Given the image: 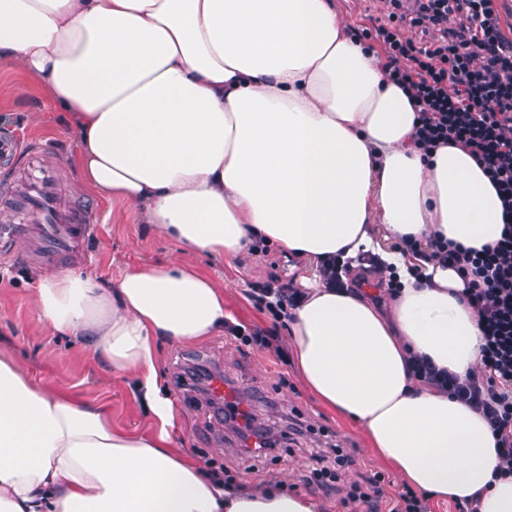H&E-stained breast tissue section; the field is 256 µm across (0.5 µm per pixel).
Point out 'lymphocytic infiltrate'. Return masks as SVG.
Listing matches in <instances>:
<instances>
[{
  "mask_svg": "<svg viewBox=\"0 0 512 512\" xmlns=\"http://www.w3.org/2000/svg\"><path fill=\"white\" fill-rule=\"evenodd\" d=\"M499 0H389L388 24L361 29L359 41L377 40L390 65L388 76L420 104L415 142L422 151L450 144L468 149L499 193L503 212L512 215V34L498 10ZM418 28L424 43L403 38L402 28ZM432 259L454 266L469 280V297L483 325V374L466 381L441 380L450 395L476 406L488 419L500 447L499 469L512 474V223L501 239L479 250L437 240ZM248 296L273 323L297 294L267 282ZM307 482L323 495L336 491L353 451L329 443L313 453ZM341 505L346 512H426L412 490L387 493L382 477L362 473Z\"/></svg>",
  "mask_w": 512,
  "mask_h": 512,
  "instance_id": "f902f5d3",
  "label": "lymphocytic infiltrate"
}]
</instances>
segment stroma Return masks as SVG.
Masks as SVG:
<instances>
[{"instance_id": "35a3bbf8", "label": "stroma", "mask_w": 512, "mask_h": 512, "mask_svg": "<svg viewBox=\"0 0 512 512\" xmlns=\"http://www.w3.org/2000/svg\"><path fill=\"white\" fill-rule=\"evenodd\" d=\"M336 7L353 29H371L388 21V0H336ZM0 124L25 145L61 158L63 198L95 206L98 212L95 234L83 250L64 261V268L113 284L129 270L178 259L223 287L224 309L231 322L250 330L271 326L270 315L257 309L246 291L274 276L291 282L290 264L276 247L265 246L243 265L186 254L152 225L141 223L132 205L76 193L78 141L63 114L51 108L40 85L21 70L0 67ZM52 273V268L37 261L33 240L15 242L0 253V350H9L24 372L54 393L99 405L111 416L113 428L150 433L152 419L133 377L112 373L91 347L57 335L43 323L31 294L35 280ZM278 345L275 351L251 348L224 331L193 346L162 343L160 370L179 416L177 452L199 466L209 460L224 465L241 484L258 487L282 478L289 488L302 491L306 488L303 478L312 468V449L340 443L353 449L357 465L344 471L334 498L320 497V512H344L339 499L362 472L378 473L390 491L400 490L401 479L373 454L363 430L314 400L294 367L276 356L277 351L287 350L286 339H279ZM194 362L221 373L229 390L245 395V408L259 421L280 431L284 414L294 410L311 425V434L283 444L275 457L258 458L246 452L243 441L215 416L208 395L185 375V367Z\"/></svg>"}]
</instances>
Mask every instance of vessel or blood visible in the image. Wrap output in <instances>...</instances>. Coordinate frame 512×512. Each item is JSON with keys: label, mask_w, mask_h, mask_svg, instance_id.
<instances>
[{"label": "vessel or blood", "mask_w": 512, "mask_h": 512, "mask_svg": "<svg viewBox=\"0 0 512 512\" xmlns=\"http://www.w3.org/2000/svg\"><path fill=\"white\" fill-rule=\"evenodd\" d=\"M21 154L26 157L23 181L0 195L13 213L10 222L0 224V243L27 238L31 225H38L41 260L51 266L84 246L97 215L94 209L64 203L58 187L59 159L34 148L21 149L14 137L0 138V167L12 168Z\"/></svg>", "instance_id": "obj_1"}]
</instances>
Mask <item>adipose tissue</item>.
Listing matches in <instances>:
<instances>
[{"instance_id": "ef3b65f1", "label": "adipose tissue", "mask_w": 512, "mask_h": 512, "mask_svg": "<svg viewBox=\"0 0 512 512\" xmlns=\"http://www.w3.org/2000/svg\"><path fill=\"white\" fill-rule=\"evenodd\" d=\"M0 64L37 78L64 113L80 191L134 205L187 251L241 259L261 240L292 260L299 376L407 485L512 512L485 416L415 374L420 360L473 373L482 329L468 282L397 247L496 243L498 192L463 148L415 147L408 92L354 42L336 0H0ZM367 252L398 272L387 303L307 274ZM33 304L136 377L155 432L113 431L103 409L50 393L0 352V512H316L279 481L227 488L169 449L177 416L155 341L223 329L211 280L175 260L112 286L66 270L38 279Z\"/></svg>"}]
</instances>
